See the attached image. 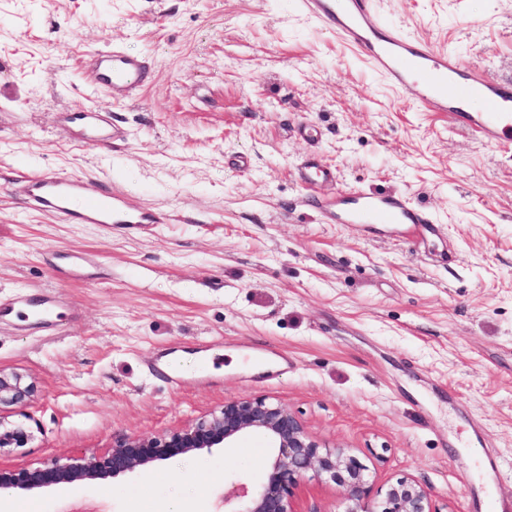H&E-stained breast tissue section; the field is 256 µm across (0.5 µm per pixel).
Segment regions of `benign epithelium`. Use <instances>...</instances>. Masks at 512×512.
I'll return each mask as SVG.
<instances>
[{"mask_svg":"<svg viewBox=\"0 0 512 512\" xmlns=\"http://www.w3.org/2000/svg\"><path fill=\"white\" fill-rule=\"evenodd\" d=\"M29 386L17 374L0 373V405L18 404ZM247 434L263 437L269 448L264 476L252 483L236 482L224 494L228 512H294L293 488L312 469L321 479L343 488L344 512H435L427 491L416 481L401 478L390 483L381 499L367 501V468L340 445L314 440L300 419L285 405L267 398L229 400L217 412L184 428L151 438H118L102 456L77 452L66 461L54 460L43 468L0 470V495L37 486L75 480L119 476L144 469L157 460L210 448H234ZM29 438L21 425L2 432L0 446L22 445Z\"/></svg>","mask_w":512,"mask_h":512,"instance_id":"benign-epithelium-1","label":"benign epithelium"}]
</instances>
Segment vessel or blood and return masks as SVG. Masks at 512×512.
Masks as SVG:
<instances>
[{"label":"vessel or blood","mask_w":512,"mask_h":512,"mask_svg":"<svg viewBox=\"0 0 512 512\" xmlns=\"http://www.w3.org/2000/svg\"><path fill=\"white\" fill-rule=\"evenodd\" d=\"M297 5L308 18L336 33L390 87L410 93L422 111L447 117L450 126L473 132L486 144L512 148V80L491 78L465 65L453 51L376 21L374 0H297ZM82 67L93 90L116 101L133 99L152 76L147 57L128 54L118 45L87 53ZM299 177L309 202L336 223L385 225L414 244L437 229L425 209L400 193L355 189L323 195L322 186L334 183L336 173L317 156L306 159ZM11 192L29 208L69 224L141 229L166 221L162 212L143 211L118 191L89 193L84 180L75 175L37 173L14 182Z\"/></svg>","instance_id":"vessel-or-blood-1"}]
</instances>
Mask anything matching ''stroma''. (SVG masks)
Instances as JSON below:
<instances>
[{
    "label": "stroma",
    "instance_id": "stroma-1",
    "mask_svg": "<svg viewBox=\"0 0 512 512\" xmlns=\"http://www.w3.org/2000/svg\"><path fill=\"white\" fill-rule=\"evenodd\" d=\"M296 0H0V372L33 387L0 422L1 470H32L118 437L178 430L225 401L288 406L318 442L366 466L370 501L411 478L434 512L512 498V151L418 110ZM380 17L512 79V0H377ZM119 44L152 61L139 96L87 88L80 62ZM109 114L102 148L65 113ZM316 130L315 142L299 133ZM326 195L405 192L441 233L411 245L305 205L308 151ZM77 173L168 223L133 232L28 210L12 182ZM58 296L53 326L29 306ZM268 348L281 357L265 356ZM170 350L189 384L152 363ZM267 447L204 449L115 478L0 497V512H224ZM503 472L490 477L488 457ZM296 512H343L306 474Z\"/></svg>",
    "mask_w": 512,
    "mask_h": 512
}]
</instances>
